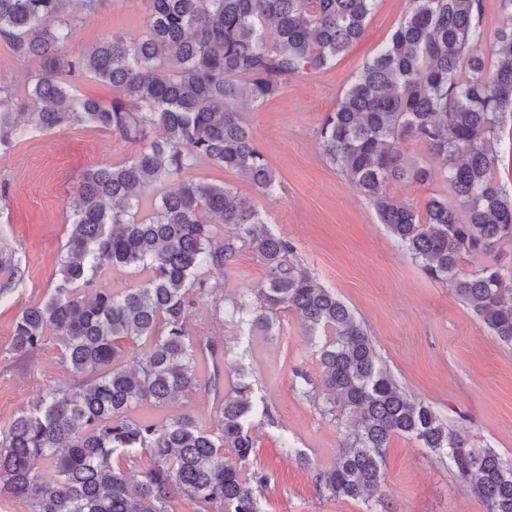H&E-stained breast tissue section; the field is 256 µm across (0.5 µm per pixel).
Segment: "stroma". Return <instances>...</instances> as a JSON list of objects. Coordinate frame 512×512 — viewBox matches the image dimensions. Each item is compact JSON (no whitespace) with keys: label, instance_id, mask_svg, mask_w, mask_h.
<instances>
[{"label":"stroma","instance_id":"obj_1","mask_svg":"<svg viewBox=\"0 0 512 512\" xmlns=\"http://www.w3.org/2000/svg\"><path fill=\"white\" fill-rule=\"evenodd\" d=\"M408 10V0H377L363 37L332 65L289 77L277 96L246 106L254 144L277 176L273 195L205 160L190 175L232 187L267 217L318 281L353 310L379 360L407 393L477 445L512 459V345L492 336L448 285L431 279L402 250L370 201L327 161L319 141L324 115ZM146 15L145 0H103L94 12L77 15L66 51L80 54L111 33L141 35ZM135 151L117 134L73 124L52 132L26 127L0 155V184L8 186L7 198L0 200V250L13 251L21 268L0 298V431L18 411L36 405L48 387L70 381L55 342L32 357H17L11 350L13 327L55 284L68 236V202L82 173L101 162H124ZM265 284L264 267L245 252L225 289L251 293ZM280 322L279 333L268 338L237 336L232 325L215 318L209 296L199 299L191 320L201 341L219 348L238 341L257 394L274 416L273 423L253 430V466L268 476L261 512H485L447 457L404 437L391 439L385 452L378 501L319 497L312 470L333 464L341 435L297 395L298 374L315 380L320 369L300 319L287 312ZM177 412L209 429L217 425L213 395L204 388L135 415L162 420ZM285 440L305 454L311 469L282 450Z\"/></svg>","mask_w":512,"mask_h":512}]
</instances>
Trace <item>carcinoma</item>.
Returning a JSON list of instances; mask_svg holds the SVG:
<instances>
[{"label":"carcinoma","mask_w":512,"mask_h":512,"mask_svg":"<svg viewBox=\"0 0 512 512\" xmlns=\"http://www.w3.org/2000/svg\"><path fill=\"white\" fill-rule=\"evenodd\" d=\"M101 2L0 0V37L18 59L42 67L22 98L0 82V154L24 121L45 132L87 123L137 145L125 162L82 174L56 283L16 321L12 351L28 356L53 340L72 383L49 388L0 432V492L30 512H171L177 494L207 512H260L257 492L268 476L249 468L252 430L273 418L233 346L224 345V383L215 370L205 385L217 429L187 413L130 417L199 389L215 348L195 337L191 319L208 294L216 319L240 333L273 336L285 311L304 323L321 375H300L296 391L342 430L334 465L314 470L320 496L357 500L379 490L386 448L401 436L446 455L486 512H512V460L407 394L352 310L293 261L292 244L233 188L186 177L207 160L274 193L276 175L240 105L330 65L363 35L377 0H146L142 36L114 33L67 54V9L90 13ZM409 5L324 118L321 147L411 259L512 344V251L503 250L512 244V196L496 181L501 118L512 114V0H499L490 60L483 0ZM84 77L118 96L108 104L80 97L75 83ZM405 136L440 166L449 190L421 210L387 192L389 183L432 177L429 166L401 164ZM243 252L266 268V286L252 297L224 292ZM466 257L480 268L462 271ZM126 268L144 276L120 291L97 286ZM126 340L135 346L132 364L123 361ZM142 454L152 461L144 471L112 465L115 455Z\"/></svg>","instance_id":"obj_1"}]
</instances>
